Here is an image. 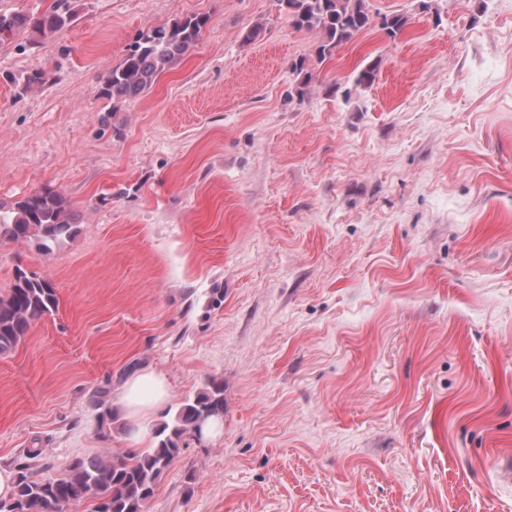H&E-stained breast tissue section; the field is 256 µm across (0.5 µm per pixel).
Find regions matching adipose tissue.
Wrapping results in <instances>:
<instances>
[{
  "instance_id": "obj_1",
  "label": "adipose tissue",
  "mask_w": 512,
  "mask_h": 512,
  "mask_svg": "<svg viewBox=\"0 0 512 512\" xmlns=\"http://www.w3.org/2000/svg\"><path fill=\"white\" fill-rule=\"evenodd\" d=\"M169 397V384L163 372L150 369L133 376L125 385L122 405L132 425L128 442L132 451L151 448V429Z\"/></svg>"
}]
</instances>
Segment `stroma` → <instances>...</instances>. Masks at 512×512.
I'll return each mask as SVG.
<instances>
[{
	"label": "stroma",
	"instance_id": "stroma-1",
	"mask_svg": "<svg viewBox=\"0 0 512 512\" xmlns=\"http://www.w3.org/2000/svg\"><path fill=\"white\" fill-rule=\"evenodd\" d=\"M70 3L0 43V201L50 187L78 225L49 254L0 241V294L21 266L59 297L0 356V466L125 451L96 392L119 408L132 363L167 375V421L224 383L146 512H512V0H368L405 32L323 62L277 0ZM196 13L193 51L113 111L102 76Z\"/></svg>",
	"mask_w": 512,
	"mask_h": 512
}]
</instances>
